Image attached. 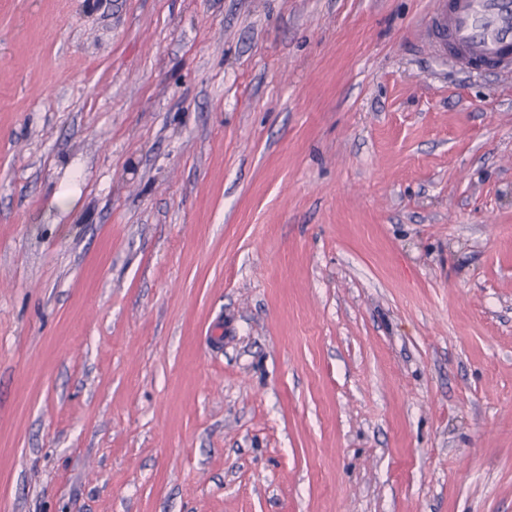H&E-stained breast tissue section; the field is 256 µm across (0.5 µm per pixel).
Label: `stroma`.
Here are the masks:
<instances>
[{
  "label": "stroma",
  "instance_id": "obj_1",
  "mask_svg": "<svg viewBox=\"0 0 512 512\" xmlns=\"http://www.w3.org/2000/svg\"><path fill=\"white\" fill-rule=\"evenodd\" d=\"M430 0H0V512H512V78Z\"/></svg>",
  "mask_w": 512,
  "mask_h": 512
}]
</instances>
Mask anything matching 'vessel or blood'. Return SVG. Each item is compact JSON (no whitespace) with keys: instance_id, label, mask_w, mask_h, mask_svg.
Listing matches in <instances>:
<instances>
[{"instance_id":"1","label":"vessel or blood","mask_w":512,"mask_h":512,"mask_svg":"<svg viewBox=\"0 0 512 512\" xmlns=\"http://www.w3.org/2000/svg\"><path fill=\"white\" fill-rule=\"evenodd\" d=\"M426 41L467 69L512 70V0H432Z\"/></svg>"}]
</instances>
